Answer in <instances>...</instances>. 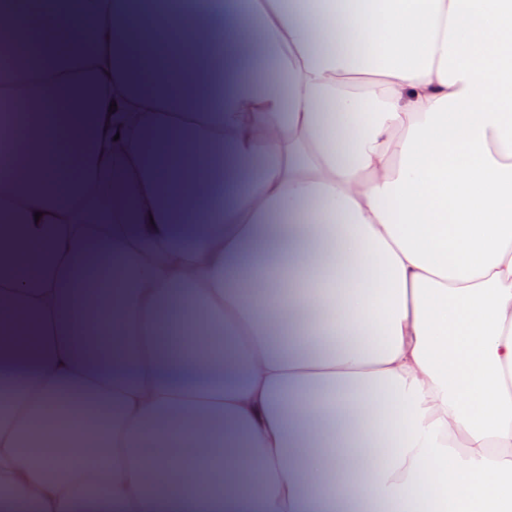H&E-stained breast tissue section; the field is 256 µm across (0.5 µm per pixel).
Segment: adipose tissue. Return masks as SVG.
I'll return each mask as SVG.
<instances>
[{
	"instance_id": "obj_1",
	"label": "adipose tissue",
	"mask_w": 512,
	"mask_h": 512,
	"mask_svg": "<svg viewBox=\"0 0 512 512\" xmlns=\"http://www.w3.org/2000/svg\"><path fill=\"white\" fill-rule=\"evenodd\" d=\"M39 11L0 512H512V0H108L60 62Z\"/></svg>"
}]
</instances>
